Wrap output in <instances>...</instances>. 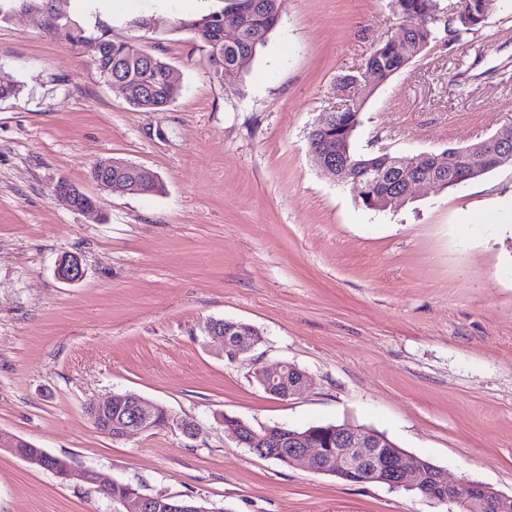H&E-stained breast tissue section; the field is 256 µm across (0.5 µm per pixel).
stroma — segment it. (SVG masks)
<instances>
[{
    "label": "stroma",
    "mask_w": 512,
    "mask_h": 512,
    "mask_svg": "<svg viewBox=\"0 0 512 512\" xmlns=\"http://www.w3.org/2000/svg\"><path fill=\"white\" fill-rule=\"evenodd\" d=\"M130 12L154 19L139 44L182 85L166 111L130 106L39 17L0 25V82L20 87L0 99V430L76 468L64 480L0 452V512H113L86 468L219 512H446L259 457L225 435L226 415L369 427L512 495V167L377 215L310 153L337 77L398 35L388 0H285L251 69L223 83L172 29L183 0ZM361 119L359 153L413 157L512 126V0L395 74ZM109 157L152 169L163 192L100 190L88 171ZM62 177L100 219L53 197ZM65 254L81 280L57 278ZM214 319L264 341L228 363L204 333ZM282 362L310 377L287 400L253 377ZM128 392L195 419V438L97 432L86 403Z\"/></svg>",
    "instance_id": "stroma-1"
}]
</instances>
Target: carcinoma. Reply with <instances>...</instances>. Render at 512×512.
<instances>
[{
  "label": "carcinoma",
  "mask_w": 512,
  "mask_h": 512,
  "mask_svg": "<svg viewBox=\"0 0 512 512\" xmlns=\"http://www.w3.org/2000/svg\"><path fill=\"white\" fill-rule=\"evenodd\" d=\"M27 3L42 11L47 19L49 35L80 51L82 41L94 32V25L101 20L98 0H0V25L11 21L8 10L13 3ZM444 0H389L391 10L403 21H414L421 14L430 17L427 22L405 29L395 37L380 44L367 58L383 80L423 56L441 41V32L454 25V32L469 33L481 28L486 21L484 0H460L459 12L446 19L448 10ZM284 0H224V6L193 17L173 19L172 30L187 31L194 40L207 49L210 74L222 82L241 77L252 66L259 48L263 47L270 33L277 26ZM233 11L239 14V30L232 40H224L219 16ZM112 22H104L97 36L104 50L91 61L98 74L110 73L112 79L124 83L129 105L145 112H163L179 97L181 85L169 79L172 65L163 57L132 50L129 41L108 38ZM367 98H355L342 111L338 119L326 124L318 120L309 133L311 150L341 152L347 156L350 172L364 179L366 191L358 198L359 205L369 211H382L386 187L380 184L382 174L389 171L393 156L382 153L364 156L352 146L361 112ZM496 168V158L487 154L482 164L475 168L471 158L461 153L449 159L439 152L431 160L430 173L446 182L459 178L477 179Z\"/></svg>",
  "instance_id": "1"
}]
</instances>
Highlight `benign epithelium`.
Wrapping results in <instances>:
<instances>
[{
  "instance_id": "1",
  "label": "benign epithelium",
  "mask_w": 512,
  "mask_h": 512,
  "mask_svg": "<svg viewBox=\"0 0 512 512\" xmlns=\"http://www.w3.org/2000/svg\"><path fill=\"white\" fill-rule=\"evenodd\" d=\"M382 82L380 74L371 65H362L358 75L350 82L351 89L340 93L343 104H348L350 91H372ZM489 151L494 154L499 165L512 166V137L499 130L488 140L463 148V151L474 156L480 152ZM315 164L321 169L332 173L336 179L344 177L345 165L334 161L325 152L313 153ZM430 155L420 159L411 156H398L394 160L393 169L402 168L416 173L414 177L402 180L400 193L388 198L394 205L400 199L412 195L416 185H428L441 191L445 185L437 178L429 176ZM96 186L106 190L113 187H124L136 193L144 192V188L123 178H115L108 171H100L95 180ZM52 194L65 200L72 210L86 216L94 211L77 205L76 197L83 194L82 189L69 181L60 179L52 188ZM57 277L67 283L79 281L84 270L81 260L76 256L61 257L56 265ZM207 335L218 339L223 346L224 357L232 362L252 351L262 338L252 336L249 326L232 321L212 323L207 329ZM254 374L266 390L274 391L283 400L300 393L309 382L306 372L290 363H281L274 369L260 366ZM154 402L143 400L137 395L126 393L113 395L103 400L91 401L87 409L98 419L101 431L114 440H122L132 434L146 433L154 430L150 417ZM336 434L338 448L336 459L326 462V449L320 446V441L314 431L305 433L274 430L263 427L259 430L250 426L244 420H239L238 428L229 429L225 434L240 445H247L251 451L262 458L278 457L287 466H299L310 472L333 474L339 478L358 484L380 483L390 489L411 488L420 491V495L439 504H458L462 507L473 503L479 505L482 512H506L512 508V496L502 494L481 483L471 482L465 491V497H460L457 484L447 480L444 470L424 459H412L400 448L396 447L383 434L364 427L338 425L331 428ZM23 460L33 467L59 470L64 477L72 475L74 467L61 463L57 456L44 450L34 456H25ZM82 478L103 492L112 488L113 479L108 474L87 469L82 471ZM165 512H202L184 504V499L177 496H166V501L140 493L130 488L121 498L113 512H155L158 508Z\"/></svg>"
}]
</instances>
